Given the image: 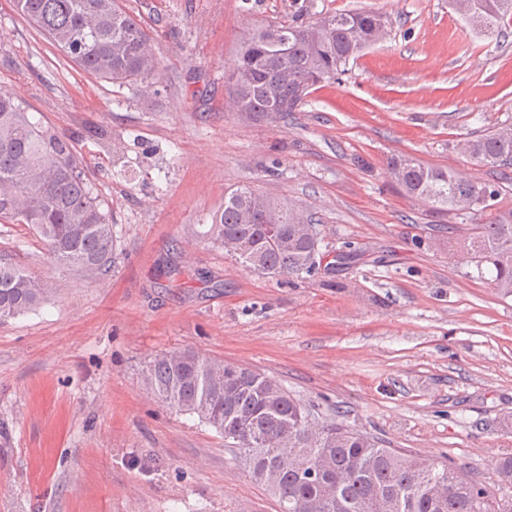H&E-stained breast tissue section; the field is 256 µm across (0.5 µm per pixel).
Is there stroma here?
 I'll return each instance as SVG.
<instances>
[{
    "label": "stroma",
    "mask_w": 512,
    "mask_h": 512,
    "mask_svg": "<svg viewBox=\"0 0 512 512\" xmlns=\"http://www.w3.org/2000/svg\"><path fill=\"white\" fill-rule=\"evenodd\" d=\"M161 62L157 92L93 78L0 0V88L68 133L115 224L100 281L50 268L20 224L0 250L58 280L54 302L0 323V512H279L223 437L146 389L154 356L194 349L275 377L316 417L464 468L512 502V297L472 278L452 224L386 174L394 156L495 185L512 165L458 142L512 125V33L473 31L448 0H125ZM376 10L391 24L287 120L252 123L225 77L253 25ZM115 153L99 151L100 131ZM240 186L304 207L349 263L263 277L201 236Z\"/></svg>",
    "instance_id": "obj_1"
}]
</instances>
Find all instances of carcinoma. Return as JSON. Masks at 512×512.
<instances>
[{
  "label": "carcinoma",
  "mask_w": 512,
  "mask_h": 512,
  "mask_svg": "<svg viewBox=\"0 0 512 512\" xmlns=\"http://www.w3.org/2000/svg\"><path fill=\"white\" fill-rule=\"evenodd\" d=\"M459 16L485 33L512 24V0H452ZM14 7L87 74L115 84L156 83L159 61L142 23L121 0H14ZM388 17L372 10L320 14L308 22L262 23L241 42L227 85L228 105L254 121L298 111L314 86L387 34ZM477 163L512 165V128L458 143ZM388 176L407 198L435 212L494 207L499 190L445 168L402 156ZM22 224L40 239L49 265L100 280L115 260L112 218L88 182L71 137L27 112L0 89V223ZM205 236L253 273L313 277L322 265L311 214L250 187L224 196ZM460 259L499 295L512 296V211L485 224L448 225ZM57 289L0 251V322L49 301ZM147 389L179 414L195 415L227 441L245 432L240 460L280 512H507L462 468L385 448L338 421L308 432L310 412L275 378L209 359L191 349L162 353L143 369ZM292 454L283 457V442ZM440 483L444 495L433 497Z\"/></svg>",
  "instance_id": "cac0c4a2"
}]
</instances>
